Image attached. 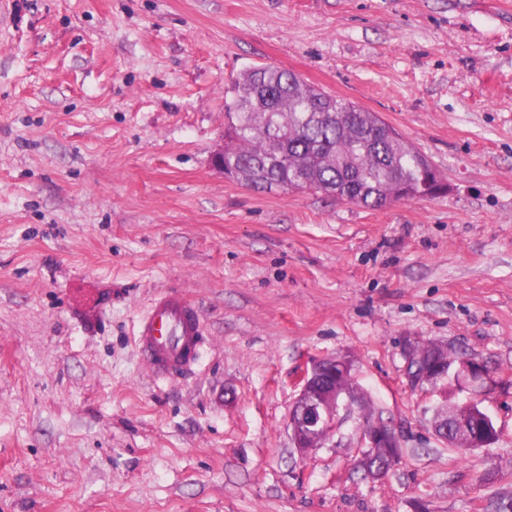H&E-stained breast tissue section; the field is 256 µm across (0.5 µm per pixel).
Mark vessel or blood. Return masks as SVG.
Instances as JSON below:
<instances>
[{
  "instance_id": "vessel-or-blood-1",
  "label": "vessel or blood",
  "mask_w": 512,
  "mask_h": 512,
  "mask_svg": "<svg viewBox=\"0 0 512 512\" xmlns=\"http://www.w3.org/2000/svg\"><path fill=\"white\" fill-rule=\"evenodd\" d=\"M205 334L198 307L180 294L156 296L139 318L136 343L153 375L171 377L196 364Z\"/></svg>"
}]
</instances>
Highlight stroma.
I'll return each instance as SVG.
<instances>
[{"label": "stroma", "mask_w": 512, "mask_h": 512, "mask_svg": "<svg viewBox=\"0 0 512 512\" xmlns=\"http://www.w3.org/2000/svg\"><path fill=\"white\" fill-rule=\"evenodd\" d=\"M288 69L441 172L379 209L226 177L224 91ZM201 312L192 371L135 344L153 297ZM504 383L462 451L406 341ZM348 355L403 454L354 471L355 411L309 457L288 412ZM0 512H512V0H0Z\"/></svg>", "instance_id": "35a3bbf8"}]
</instances>
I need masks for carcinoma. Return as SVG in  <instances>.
<instances>
[{
	"label": "carcinoma",
	"mask_w": 512,
	"mask_h": 512,
	"mask_svg": "<svg viewBox=\"0 0 512 512\" xmlns=\"http://www.w3.org/2000/svg\"><path fill=\"white\" fill-rule=\"evenodd\" d=\"M224 174L257 189H309L362 207L434 196L427 159L376 113L254 67L224 93Z\"/></svg>",
	"instance_id": "cac0c4a2"
}]
</instances>
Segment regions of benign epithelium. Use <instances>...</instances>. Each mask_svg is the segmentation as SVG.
<instances>
[{
    "mask_svg": "<svg viewBox=\"0 0 512 512\" xmlns=\"http://www.w3.org/2000/svg\"><path fill=\"white\" fill-rule=\"evenodd\" d=\"M403 377L414 390L442 392L448 378L463 389L489 391L500 386L496 372L475 357L461 356L448 364V346L439 341H410L404 349ZM351 360L336 356L314 360L302 371L299 394L288 414V429L298 454L305 458L322 447L336 429L341 416H350L363 406V395L353 383ZM476 401L446 404L439 408L432 420V429L443 439L460 440L471 448H485L493 444L496 431L479 428L474 419ZM360 445L365 451L356 459L355 466L368 478L380 479L383 470L371 465L372 452L377 448L400 447L399 436L391 427L373 423L360 431Z\"/></svg>",
    "mask_w": 512,
    "mask_h": 512,
    "instance_id": "7a95c632",
    "label": "benign epithelium"
}]
</instances>
